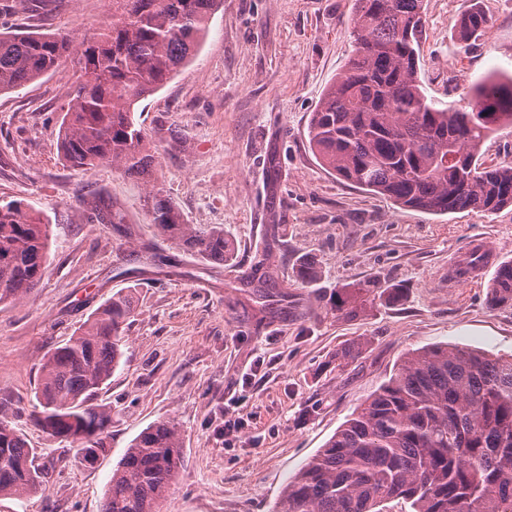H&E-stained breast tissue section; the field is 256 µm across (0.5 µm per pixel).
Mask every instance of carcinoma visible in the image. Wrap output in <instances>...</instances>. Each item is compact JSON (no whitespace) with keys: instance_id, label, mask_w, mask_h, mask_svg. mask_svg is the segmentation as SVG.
Returning <instances> with one entry per match:
<instances>
[{"instance_id":"1","label":"carcinoma","mask_w":512,"mask_h":512,"mask_svg":"<svg viewBox=\"0 0 512 512\" xmlns=\"http://www.w3.org/2000/svg\"><path fill=\"white\" fill-rule=\"evenodd\" d=\"M423 2L354 0L353 54L311 114L309 146L338 180L401 207L494 214L512 206V165L483 166L478 156L491 133L512 128V72H489L445 107L428 98L418 65ZM223 4L112 0V16L81 44L75 92L61 106L60 149L70 167L110 164L152 177L156 150L134 106L192 61ZM489 27L480 0H466L459 42L468 46ZM70 50L63 31L1 33L0 94L55 72ZM146 203L156 236L237 272L224 286L265 298L273 283L267 249L243 271L223 225L187 223L155 182ZM90 205L92 223H128L114 204ZM50 238L44 211L0 197V304L36 291ZM371 297L394 305L402 290L365 281L336 300V311L352 317ZM488 304L512 305V260L497 266ZM133 313L129 296L113 295L42 359L31 409L0 400V497L46 489L35 449L14 427L24 411L48 437L76 447L79 465L105 451L111 418L93 400L119 364ZM181 464L177 424L149 426L112 470L102 512H158ZM396 500L411 512H512V354L432 345L407 356L288 481L275 512H384Z\"/></svg>"}]
</instances>
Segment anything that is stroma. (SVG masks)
Returning a JSON list of instances; mask_svg holds the SVG:
<instances>
[{
	"label": "stroma",
	"mask_w": 512,
	"mask_h": 512,
	"mask_svg": "<svg viewBox=\"0 0 512 512\" xmlns=\"http://www.w3.org/2000/svg\"><path fill=\"white\" fill-rule=\"evenodd\" d=\"M464 7L425 4L419 76L443 103L492 70L512 71V0H482L491 27L465 50L455 33ZM111 13L101 0H0V26L62 30L78 42ZM352 13L353 0H224L192 62L135 106L158 151L156 176L188 223L223 225L245 267L264 230L281 225L274 277L308 312L278 309L261 326L222 269L156 237L142 181L66 166L60 107L77 55L0 94V195L52 221L39 288L0 305V397L31 404L43 356L113 294H131L135 308L123 357L95 397L112 418L105 453L76 465L68 443L16 418L49 475L42 493L0 498V512H101L126 448L168 419L179 424L183 462L161 512H274L286 483L407 353L445 344L512 353V305L489 308L487 294L497 261L512 259V207L404 209L338 180L309 147L310 116L352 54ZM86 194L120 207L125 231L90 223ZM147 243L179 269L140 270ZM477 243L493 260L459 282ZM305 261L319 272L309 288L296 279ZM369 278L402 288L401 301L342 317L336 291ZM353 345L358 356L343 360ZM228 420L239 425L230 436Z\"/></svg>",
	"instance_id": "35a3bbf8"
}]
</instances>
